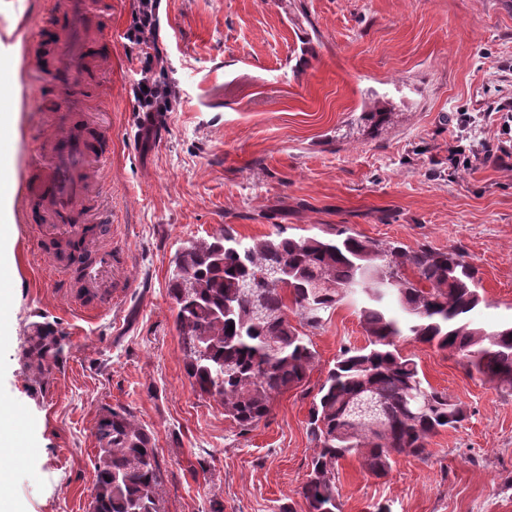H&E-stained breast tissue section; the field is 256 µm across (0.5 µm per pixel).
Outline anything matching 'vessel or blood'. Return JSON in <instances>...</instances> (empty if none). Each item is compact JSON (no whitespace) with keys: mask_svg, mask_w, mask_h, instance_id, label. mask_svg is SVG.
Returning a JSON list of instances; mask_svg holds the SVG:
<instances>
[{"mask_svg":"<svg viewBox=\"0 0 512 512\" xmlns=\"http://www.w3.org/2000/svg\"><path fill=\"white\" fill-rule=\"evenodd\" d=\"M101 10L102 0H61L56 8L50 52L56 62L54 89L64 107L36 146L26 187L29 211L42 215L53 237L81 246L82 261L55 256L51 264L83 312L94 310L112 285L111 216L90 179L109 167L112 144L80 122L77 96L89 79V34Z\"/></svg>","mask_w":512,"mask_h":512,"instance_id":"b4317fda","label":"vessel or blood"}]
</instances>
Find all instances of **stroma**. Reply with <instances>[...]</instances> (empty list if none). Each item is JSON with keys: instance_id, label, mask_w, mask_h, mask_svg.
Masks as SVG:
<instances>
[{"instance_id": "35a3bbf8", "label": "stroma", "mask_w": 512, "mask_h": 512, "mask_svg": "<svg viewBox=\"0 0 512 512\" xmlns=\"http://www.w3.org/2000/svg\"><path fill=\"white\" fill-rule=\"evenodd\" d=\"M108 62L92 71L87 121L112 141L99 176L112 211V301L89 315L55 286L33 250L42 218L25 220L31 158L60 103L51 74L22 54L18 114L0 133L13 153L15 222L0 260L12 292L0 322V405L23 418L12 472L16 512H89L94 426L126 409L149 431L163 473L161 512H307L300 494L314 448L313 396L343 348L365 346L352 304L310 333L317 356L305 385L276 397L249 430L187 377L167 293L184 241L232 225L336 230L414 250L459 249L481 280L479 320L512 317V165L485 160L512 118V0H161L155 71L175 95L153 123L137 109L144 63L124 34L135 0H107ZM0 42L54 39L50 0H26ZM363 112H386L379 128ZM57 322L71 349L43 385L19 359L32 323ZM426 379L465 404L467 418L429 438L425 457H397L378 478L358 458L335 470L341 512H512V393L461 359L411 339Z\"/></svg>"}]
</instances>
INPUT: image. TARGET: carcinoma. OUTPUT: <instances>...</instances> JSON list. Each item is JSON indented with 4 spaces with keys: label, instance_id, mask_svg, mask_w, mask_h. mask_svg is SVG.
Here are the masks:
<instances>
[{
    "label": "carcinoma",
    "instance_id": "1",
    "mask_svg": "<svg viewBox=\"0 0 512 512\" xmlns=\"http://www.w3.org/2000/svg\"><path fill=\"white\" fill-rule=\"evenodd\" d=\"M479 282L456 250L385 249L342 231L334 238L280 230L248 239L226 224L175 252L168 294L186 375L243 431L270 414L278 395L305 382L316 351L303 328L321 327L324 314L360 296L368 345L341 351L314 397L308 434L316 452L301 487L308 512H339V460L356 456L370 474L385 477L397 457L425 455L429 437L467 417L462 403L431 386L418 362L399 351L397 339L448 350L468 371L512 392V319L494 326L475 321L484 303ZM290 306L298 327L288 319ZM70 347L57 323H36L21 360L42 384ZM367 390L386 414L378 433L356 412ZM93 435L91 512H161L151 434L127 410L108 408Z\"/></svg>",
    "mask_w": 512,
    "mask_h": 512
}]
</instances>
